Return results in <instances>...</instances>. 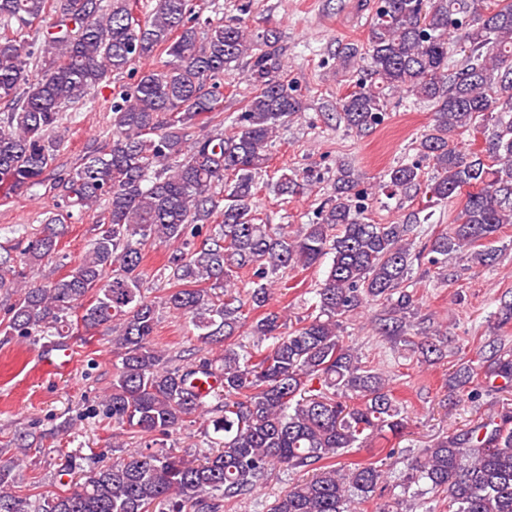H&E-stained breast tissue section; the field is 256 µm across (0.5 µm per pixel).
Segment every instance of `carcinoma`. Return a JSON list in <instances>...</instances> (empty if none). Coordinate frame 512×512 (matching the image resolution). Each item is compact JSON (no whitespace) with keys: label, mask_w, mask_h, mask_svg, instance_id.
I'll use <instances>...</instances> for the list:
<instances>
[{"label":"carcinoma","mask_w":512,"mask_h":512,"mask_svg":"<svg viewBox=\"0 0 512 512\" xmlns=\"http://www.w3.org/2000/svg\"><path fill=\"white\" fill-rule=\"evenodd\" d=\"M450 36L465 53L453 67ZM277 43L273 33L255 40L240 16L202 21L189 0H155L143 19L131 0H0L3 202L40 184L56 165L71 106L88 101L111 74L166 55L113 98L109 146L87 153L60 179L66 212L45 213L47 232L29 241L23 260L0 254V290L16 293L5 335L53 336L63 346L79 328L105 327L120 350L108 414L150 441L88 470L67 458L63 471L77 470L81 481L36 505L15 490L20 459H1L0 512H184L188 503L195 512H221L224 501L246 497L272 471L307 467L315 468L312 477L284 490L271 512H354L375 496L382 483L375 463L338 466L332 459L362 447L374 431L399 435L404 407L339 329L365 304L381 302V335L413 330V225L365 220L368 192L345 164L316 221L295 233L286 224L257 223L256 176L269 167L278 128L303 110ZM245 57L254 90L233 132L189 137L222 111L218 79ZM358 57L367 64L340 100L338 119L358 133L377 127L385 89L432 103L433 125L418 143L433 162L431 197L441 203L465 195L450 231L431 240L432 262L469 248L477 264L495 266L500 253L489 243L512 224V0H496L492 9L484 0H379L365 50L347 43L336 55L344 68ZM486 125L492 133L484 148L450 145L455 133ZM385 177L390 194L411 197L421 169L400 164ZM308 179L307 172L283 173L273 192L293 195ZM102 204L104 225L69 271L27 284L25 268L58 253L52 225L73 209ZM148 245L169 250L171 288L158 301L146 294ZM327 255L310 312L288 325L270 309L274 286L287 269ZM242 269L252 272L246 290L234 283ZM162 305L188 316L204 345L242 329L257 344L175 365L153 344ZM476 355V364H461L448 379L469 403L480 396L481 375L512 385L511 351L492 340ZM204 377L218 381L205 397L197 389ZM212 398L209 425L219 439L211 452L199 460L169 453L167 441ZM419 482L447 500L448 512H512V411L489 413L423 449L407 464L403 490Z\"/></svg>","instance_id":"obj_1"}]
</instances>
